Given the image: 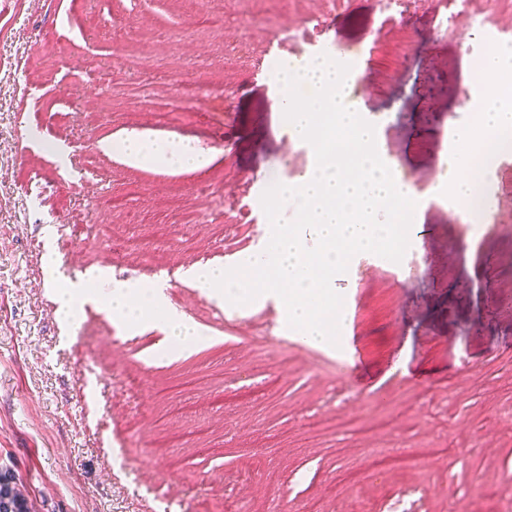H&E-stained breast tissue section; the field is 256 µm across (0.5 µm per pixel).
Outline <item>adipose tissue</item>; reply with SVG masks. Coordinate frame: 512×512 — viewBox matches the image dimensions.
Returning a JSON list of instances; mask_svg holds the SVG:
<instances>
[{"mask_svg": "<svg viewBox=\"0 0 512 512\" xmlns=\"http://www.w3.org/2000/svg\"><path fill=\"white\" fill-rule=\"evenodd\" d=\"M481 71L485 91L475 103L478 121L473 125L452 126L448 149L451 169L446 184L448 200L453 207L462 208L469 220L491 208L487 184L474 179L476 173H489L493 166V157L483 145L490 138L512 129V48L502 46L486 55ZM109 147L134 166L177 163L199 168L209 162L208 156L191 143H156L145 134L134 131L113 139ZM108 305L113 317L121 320L128 330L151 326L165 328L167 346L164 354L167 357H175L177 351H189L205 341L196 325L169 309L161 282L115 285Z\"/></svg>", "mask_w": 512, "mask_h": 512, "instance_id": "adipose-tissue-1", "label": "adipose tissue"}]
</instances>
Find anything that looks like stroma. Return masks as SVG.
I'll return each instance as SVG.
<instances>
[{"mask_svg":"<svg viewBox=\"0 0 512 512\" xmlns=\"http://www.w3.org/2000/svg\"><path fill=\"white\" fill-rule=\"evenodd\" d=\"M490 31L512 46V0H0V468L39 512H388L405 493L417 512H512V156L481 230L438 191ZM339 48L371 51L352 98L424 208L401 262L359 253L336 282L362 389L276 299L237 314L186 275L265 251L260 191L316 164L268 74ZM181 79L198 100L159 120ZM131 131L210 162L101 149ZM92 268L97 302L62 320L55 290ZM156 280L210 345L159 359L160 329L105 310L116 283ZM373 448L410 468L375 474Z\"/></svg>","mask_w":512,"mask_h":512,"instance_id":"35a3bbf8","label":"stroma"}]
</instances>
